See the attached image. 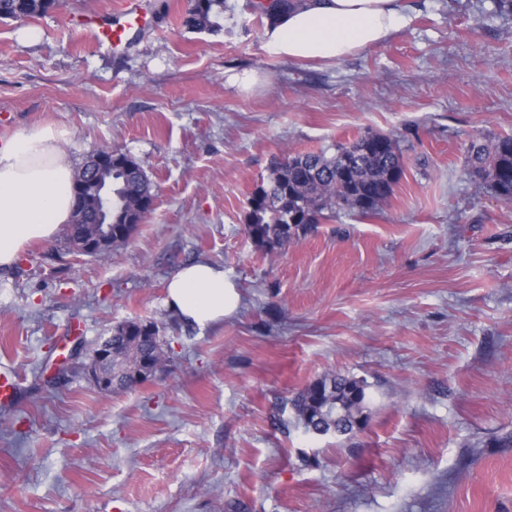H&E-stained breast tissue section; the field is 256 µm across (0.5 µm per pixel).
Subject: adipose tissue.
I'll return each instance as SVG.
<instances>
[{
    "label": "adipose tissue",
    "mask_w": 512,
    "mask_h": 512,
    "mask_svg": "<svg viewBox=\"0 0 512 512\" xmlns=\"http://www.w3.org/2000/svg\"><path fill=\"white\" fill-rule=\"evenodd\" d=\"M406 20L402 0H293L264 27L267 47L292 60L338 61L375 47ZM66 129L46 124L0 140V270L11 269L31 242L52 241L72 219L75 167L62 144ZM241 296L222 265L199 259L169 279L165 304L199 328L223 323Z\"/></svg>",
    "instance_id": "obj_1"
}]
</instances>
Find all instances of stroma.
<instances>
[{
  "label": "stroma",
  "instance_id": "stroma-1",
  "mask_svg": "<svg viewBox=\"0 0 512 512\" xmlns=\"http://www.w3.org/2000/svg\"><path fill=\"white\" fill-rule=\"evenodd\" d=\"M119 2L0 22V139L53 123L75 166L112 147L157 191L108 256L60 232L0 273V512H512V203L466 166L473 139L512 134V16L405 0L383 44L299 64L266 49L257 0H224L217 32L153 0L155 30L113 56L73 20ZM245 70L263 85L231 86ZM366 131L411 143L382 213L257 249L247 201L272 162ZM197 259L242 296L203 331L164 304ZM127 320L157 324L166 365L101 390L83 366ZM335 374L367 382L368 419L307 433L290 400Z\"/></svg>",
  "mask_w": 512,
  "mask_h": 512
}]
</instances>
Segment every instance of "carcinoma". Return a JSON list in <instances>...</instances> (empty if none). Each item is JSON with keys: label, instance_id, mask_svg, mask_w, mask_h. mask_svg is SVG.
<instances>
[{"label": "carcinoma", "instance_id": "1", "mask_svg": "<svg viewBox=\"0 0 512 512\" xmlns=\"http://www.w3.org/2000/svg\"><path fill=\"white\" fill-rule=\"evenodd\" d=\"M56 0H0V20L33 18L47 13ZM224 15V0H191L184 25L213 31ZM406 141L365 132L353 141L327 149L298 152L272 165L267 182L248 199L245 232L265 252L304 238L311 228L340 212L362 218L378 214L393 195L405 167ZM467 163L472 176L500 200L512 202V135L492 148L470 143ZM112 190V217L136 215L153 195L152 184L133 161L104 177ZM164 354L158 326L127 320L112 331V381L128 390L151 372L150 361ZM366 384L331 375L307 386L292 399L297 420L306 431L346 435L364 426Z\"/></svg>", "mask_w": 512, "mask_h": 512}]
</instances>
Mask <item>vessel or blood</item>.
<instances>
[{
    "mask_svg": "<svg viewBox=\"0 0 512 512\" xmlns=\"http://www.w3.org/2000/svg\"><path fill=\"white\" fill-rule=\"evenodd\" d=\"M153 22V16L144 0H122L118 9L94 16L87 29L96 43L113 55H121L130 36L144 30Z\"/></svg>",
    "mask_w": 512,
    "mask_h": 512,
    "instance_id": "vessel-or-blood-1",
    "label": "vessel or blood"
}]
</instances>
